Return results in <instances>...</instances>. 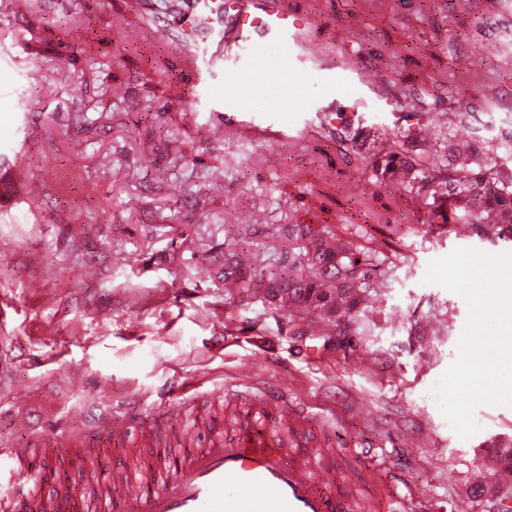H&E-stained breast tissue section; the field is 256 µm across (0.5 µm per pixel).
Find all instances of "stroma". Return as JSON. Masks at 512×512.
<instances>
[{
	"mask_svg": "<svg viewBox=\"0 0 512 512\" xmlns=\"http://www.w3.org/2000/svg\"><path fill=\"white\" fill-rule=\"evenodd\" d=\"M497 0H328L358 36L349 57L376 60L381 81L428 103L476 104L474 72L454 60L483 42L477 70L512 92V20ZM102 0H54L29 15L0 11V440L24 461L0 499L28 490L26 466L51 467L44 493L118 512L114 469L157 449L207 446L235 434L242 402L260 406L278 381L308 407L290 425L299 456L331 469L332 496L398 498L421 512H483L481 484L498 483L493 440L512 437V406L483 404L460 439L430 390L456 360L466 301L424 284L430 261L456 248L512 252V242L455 237L427 223L429 198L375 183L366 162L324 140L269 148L205 137L207 112L164 107L152 78H176L127 46ZM55 52L33 58L34 37ZM278 167L266 161L269 152ZM292 224L369 242L395 263L389 287L362 297L367 335L340 336L321 310L284 308L261 288H229L224 253L278 280L302 263ZM427 325L425 335L410 333ZM80 371L71 380L70 371ZM135 414L120 438L99 434L82 458L62 445L99 412Z\"/></svg>",
	"mask_w": 512,
	"mask_h": 512,
	"instance_id": "stroma-1",
	"label": "stroma"
}]
</instances>
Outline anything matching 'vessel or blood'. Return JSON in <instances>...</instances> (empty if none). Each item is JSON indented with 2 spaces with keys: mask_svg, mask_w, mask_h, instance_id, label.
Wrapping results in <instances>:
<instances>
[{
  "mask_svg": "<svg viewBox=\"0 0 512 512\" xmlns=\"http://www.w3.org/2000/svg\"><path fill=\"white\" fill-rule=\"evenodd\" d=\"M168 17L148 21L141 36L157 54L172 51L181 58L185 79L171 84L175 97L198 106L215 89L217 71L256 73L267 65L265 50L282 51L286 79L282 96L294 93L298 82L316 77L332 83L342 80L351 90L350 112L369 111L382 102L386 111H410L384 86L368 61L357 65L340 62L339 49L353 46L351 33H337L326 16L302 9L297 0H198L186 13L183 0H169ZM478 102L484 109L512 104L498 80L483 76ZM337 111L334 97L316 107H301L290 118L264 116L250 111L244 98L226 103L207 130L232 134L251 144L270 146L305 140L321 133ZM115 482L127 493L120 512H350L346 501L328 495V470L309 462L289 459L266 427L263 411L249 410L242 419L236 440H215L195 449L179 472L167 476L149 474L135 479L118 470Z\"/></svg>",
  "mask_w": 512,
  "mask_h": 512,
  "instance_id": "obj_1",
  "label": "vessel or blood"
}]
</instances>
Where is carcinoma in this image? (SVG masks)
Wrapping results in <instances>:
<instances>
[{
	"instance_id": "cac0c4a2",
	"label": "carcinoma",
	"mask_w": 512,
	"mask_h": 512,
	"mask_svg": "<svg viewBox=\"0 0 512 512\" xmlns=\"http://www.w3.org/2000/svg\"><path fill=\"white\" fill-rule=\"evenodd\" d=\"M476 149L463 154L448 143L438 151L409 126H402L400 142L393 152L368 153L365 131L360 126L341 122L336 127V146L343 154L351 152L368 160L376 181L383 182L403 167L414 176L418 189L434 200L448 202V223L467 224L472 235L487 240L512 241V165L497 161L506 153L512 157V135L497 141L481 137L475 128ZM288 236L302 243L306 263L299 274L288 282L271 286L288 296V307L315 304L336 317L339 335L355 336L365 326L358 310L361 294L373 279L369 247L344 241L335 234L311 224H294ZM243 260L238 253H224V281L241 283L249 289L252 283L264 281L258 270L245 277ZM512 496V488L486 486L478 497L486 498L490 512H501L504 499Z\"/></svg>"
}]
</instances>
